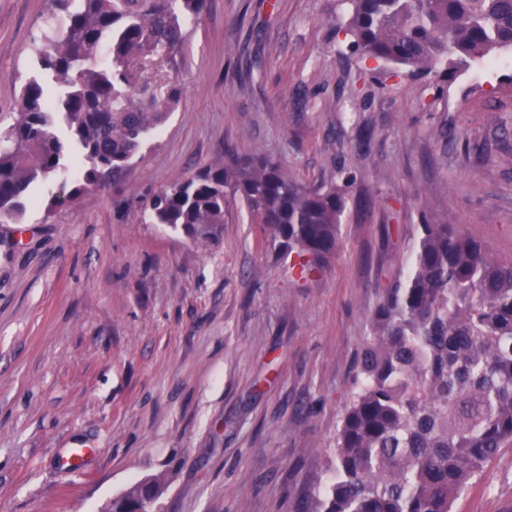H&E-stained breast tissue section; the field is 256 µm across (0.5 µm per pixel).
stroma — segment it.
<instances>
[{"label": "stroma", "mask_w": 512, "mask_h": 512, "mask_svg": "<svg viewBox=\"0 0 512 512\" xmlns=\"http://www.w3.org/2000/svg\"><path fill=\"white\" fill-rule=\"evenodd\" d=\"M46 14L0 0V127ZM341 17L337 0H206L182 98L119 183L0 223V512H105L148 478L164 512H303L421 225L512 259V55L388 77L337 36ZM231 151L344 189L324 269L300 276L230 193L208 241L141 221ZM87 444L88 473L58 468ZM453 512H512V448Z\"/></svg>", "instance_id": "1"}]
</instances>
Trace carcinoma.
<instances>
[{"label":"carcinoma","instance_id":"1","mask_svg":"<svg viewBox=\"0 0 512 512\" xmlns=\"http://www.w3.org/2000/svg\"><path fill=\"white\" fill-rule=\"evenodd\" d=\"M336 27L362 56L422 75H464L512 51V0H341ZM32 53L41 76L19 80L18 112L0 129V223H22L34 186L59 182L46 214L117 182L180 101L156 77L181 57L205 0H49ZM269 227L299 274L335 254L342 189L306 187L260 154L178 178L143 210L151 224L213 238L224 194ZM512 447V259L448 224H422L408 272L387 289L358 354L336 432L331 476L307 512H452ZM156 479L116 499L136 508Z\"/></svg>","mask_w":512,"mask_h":512}]
</instances>
